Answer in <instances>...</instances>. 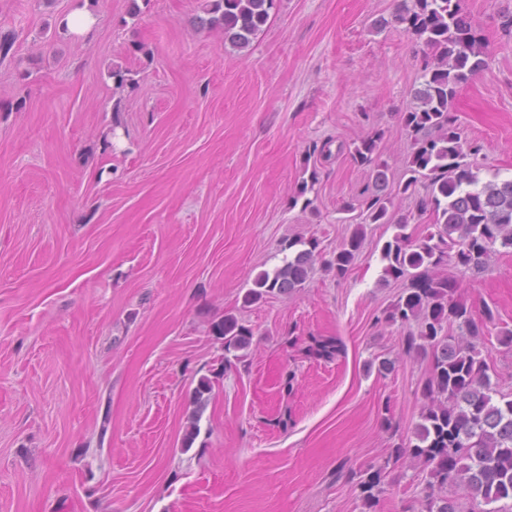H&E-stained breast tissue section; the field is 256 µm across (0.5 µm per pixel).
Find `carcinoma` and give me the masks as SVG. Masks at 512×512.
I'll return each instance as SVG.
<instances>
[{
    "label": "carcinoma",
    "mask_w": 512,
    "mask_h": 512,
    "mask_svg": "<svg viewBox=\"0 0 512 512\" xmlns=\"http://www.w3.org/2000/svg\"><path fill=\"white\" fill-rule=\"evenodd\" d=\"M274 2L203 0L202 11L209 18L199 22L217 30L224 43L243 49L267 23ZM379 25L392 26L429 50L421 85L414 91L417 104L402 114V128L411 139L406 158L409 177L390 187L379 153L383 134L376 132L354 146L351 158L373 167L378 194L366 203L363 223L342 243L327 268L344 277L360 252L363 225L389 223L391 197L412 195L419 185L425 188L418 211L432 220L426 234L413 239L401 232L382 249L383 278L409 281L384 311V321L409 326L404 354H432L414 440L395 449V460L430 469L433 482L427 512H464L458 500L448 496V489L457 487L478 504L501 503L487 512H512V504H506L512 501V395L499 394L475 344L495 313L486 306L480 317H474L455 298L457 283L440 275L451 264L479 274L493 255L512 252V179L480 182V148L463 141L453 115L459 87L487 66L485 44L460 0H397L390 17L380 19ZM286 250L283 265L258 274L244 305L270 294H288L306 282L316 262V243L290 240L281 247ZM210 330L224 339L227 370L232 367L228 354L247 349L252 332L232 316L212 322ZM211 391L212 381L206 377L193 391L197 409L184 438L186 448L199 433L200 407ZM380 482L376 472L355 483L369 509L376 506L374 489Z\"/></svg>",
    "instance_id": "cac0c4a2"
}]
</instances>
